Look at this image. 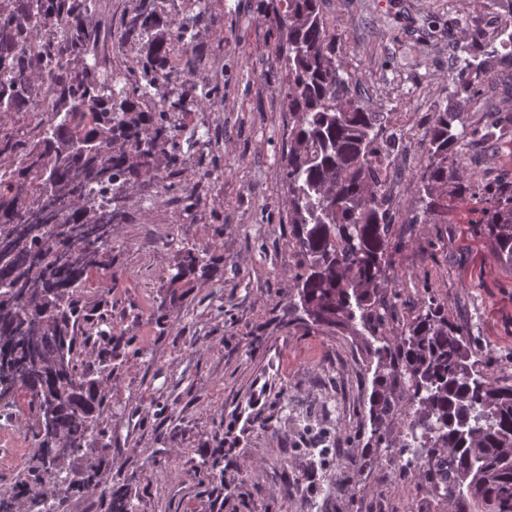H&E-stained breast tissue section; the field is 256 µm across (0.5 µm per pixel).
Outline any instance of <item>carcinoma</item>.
I'll return each instance as SVG.
<instances>
[{
    "label": "carcinoma",
    "mask_w": 512,
    "mask_h": 512,
    "mask_svg": "<svg viewBox=\"0 0 512 512\" xmlns=\"http://www.w3.org/2000/svg\"><path fill=\"white\" fill-rule=\"evenodd\" d=\"M279 57L288 74L285 95L292 121L282 162L293 224L292 243L305 260L296 296L311 323L371 336L378 346L370 400L372 446L391 448L384 423L404 416L406 441L394 450L402 469L417 468L434 481L455 512H512V383L489 376L461 326L439 305L406 324L399 339L381 332L376 311L386 282L395 214L386 171L381 113L368 111L343 58L336 33L326 25L322 0H279ZM93 0H0V112H24L37 99L50 101L37 140L21 147L0 137V383L29 393L36 416L39 483L16 484L17 494L41 496L66 482L65 462L88 447L105 403L90 397L101 379L77 363L94 322L104 317L79 301L90 275L100 274V295L112 290L101 274L112 248V201L151 172L154 155L175 146L171 114L186 111L161 90L171 41H185L174 26L150 40L143 79L102 72L95 48L98 30L86 23ZM58 36L42 41L34 27ZM499 48L478 54L483 32L470 29L449 74L452 109L439 110L427 136V164L420 190L428 209L448 208L459 181L457 161L472 141H500L503 120L491 112L471 129L464 98L498 70L512 68V18L496 33ZM92 56L80 72L73 55ZM160 98L146 114L132 99ZM485 204L483 229L498 258L512 266V184L469 188ZM411 391L400 410L385 389L391 374ZM51 419L53 428L42 430ZM413 451V457L403 456ZM98 465L88 462L79 493L98 484ZM102 512H134L125 496L101 491Z\"/></svg>",
    "instance_id": "cac0c4a2"
}]
</instances>
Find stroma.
<instances>
[{
    "label": "stroma",
    "mask_w": 512,
    "mask_h": 512,
    "mask_svg": "<svg viewBox=\"0 0 512 512\" xmlns=\"http://www.w3.org/2000/svg\"><path fill=\"white\" fill-rule=\"evenodd\" d=\"M278 0H97L90 21L100 62L140 72L151 14L157 32L186 24L202 54L183 64L170 47L165 91L186 110L176 137L184 158L153 170L116 204L105 263L112 290L83 289L112 336L83 348L79 365L108 367L103 436L72 457L68 483L95 459L101 478L135 512H454L433 481L401 469L370 443L375 358L366 339L312 325L293 304L303 258L292 245L281 166L288 150L286 74L278 61ZM363 106L382 113L396 145L388 168L395 219L388 336L431 301L464 327L488 373L512 379V267L463 194L444 224H420L418 176L426 131L452 106L448 74L469 27L496 44L512 0H323ZM512 117V79L482 84L465 105L469 126L488 110ZM463 182H512V142L485 145L458 164ZM201 250L203 261L184 262ZM179 282H171L174 273ZM29 409L0 403V512H42L14 485L34 480Z\"/></svg>",
    "instance_id": "35a3bbf8"
}]
</instances>
